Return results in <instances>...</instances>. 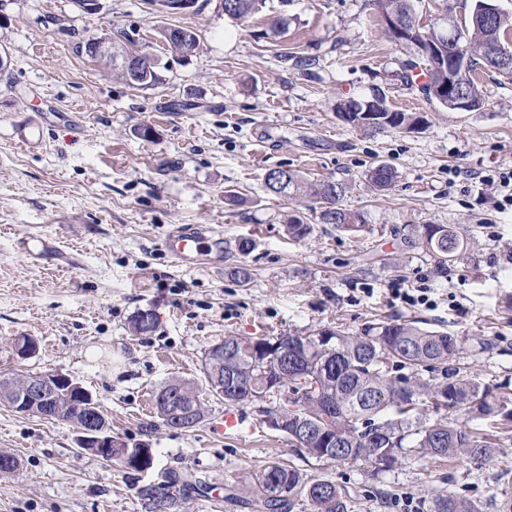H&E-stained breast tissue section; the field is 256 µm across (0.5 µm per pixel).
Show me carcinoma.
<instances>
[{
    "label": "carcinoma",
    "instance_id": "carcinoma-1",
    "mask_svg": "<svg viewBox=\"0 0 512 512\" xmlns=\"http://www.w3.org/2000/svg\"><path fill=\"white\" fill-rule=\"evenodd\" d=\"M233 7L225 15L234 20L246 19L262 11L265 0H231ZM470 35V48L474 58L470 71L487 68L480 57L481 45L491 35H498L507 43L506 34L512 29V16L501 14L494 26L488 28L469 21L465 25ZM160 38L172 55L188 59L197 53L199 35L188 27L170 26L159 31ZM124 33L104 36L102 40L122 44L136 51L138 76L131 78L117 65L112 74L132 88L144 89L163 82L160 59L128 39ZM427 81L416 85L417 75H401L407 88L418 87L425 97L435 100L434 84L448 80L445 74L426 72ZM369 99L378 103L370 122L364 129L373 132L385 130H413L421 124L423 116L415 112H403L387 105L386 94L380 88L371 91ZM368 181L379 190L388 189L396 175L387 164L372 167ZM347 193L343 182L334 180H308L296 170H288V188L284 197H305L324 204L319 212L322 224H334L336 228L351 233L362 231L361 216L340 207L339 202ZM288 236L302 241L312 233L310 224L298 216L288 218ZM423 252L431 257L437 269L448 267L463 259L466 246L459 235L442 224H422L412 228ZM131 331L135 335L151 333L156 328V318L148 311L131 318ZM326 343L318 342L314 334H284L242 338L224 337V346H232L235 352L219 358L208 349L202 364L205 382L210 391L221 396L216 378L236 376L241 380V392L235 400H224L228 405L251 402L258 405L262 417L280 414L295 421L307 418L309 401L321 394L336 402L335 411L327 421L336 437V454L331 461L343 465L368 464L373 456L385 450L396 464L416 448L424 455L448 457L462 462L483 463L490 460L499 445L494 426L479 429L469 422L491 418L498 413L496 403L489 398V391L473 378L460 374V369L448 363L461 352L460 341L449 332L421 328L416 322L379 323L370 325L353 336L343 329H325ZM278 345L288 349L299 365L303 380H286L277 390L264 389L270 362L267 348ZM408 368L410 376H396L394 372ZM23 378L0 376V401L11 403L19 396ZM181 392L184 403L198 409L194 425H199L207 414L204 399L191 383L174 380L161 387L155 396L158 417L171 426L169 410L160 401L169 388ZM434 398L451 410L466 416V422L450 417L427 422L421 418L420 405ZM53 419L76 424L83 420L79 400L74 394H57L49 406ZM106 459L119 462L135 472H145L153 466L152 449L141 444L133 448L120 444L112 449ZM278 478L285 491L276 493L271 486L270 475ZM202 484L190 473H172L162 484L141 489L148 512H156L157 500L170 509L179 496ZM252 486L263 500L267 512H293L298 505L310 507L311 512H349L348 504L340 489L328 479L309 476L293 466L272 462L251 480ZM427 512H482L475 501L454 495L440 496L427 507Z\"/></svg>",
    "mask_w": 512,
    "mask_h": 512
}]
</instances>
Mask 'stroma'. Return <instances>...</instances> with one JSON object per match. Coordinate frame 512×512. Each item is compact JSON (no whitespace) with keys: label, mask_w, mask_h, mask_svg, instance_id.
Instances as JSON below:
<instances>
[{"label":"stroma","mask_w":512,"mask_h":512,"mask_svg":"<svg viewBox=\"0 0 512 512\" xmlns=\"http://www.w3.org/2000/svg\"><path fill=\"white\" fill-rule=\"evenodd\" d=\"M373 0H267L234 21L217 0L159 14L148 0H100L89 15L77 0H0V373L59 372L99 402L112 435L148 444L154 466L127 472L78 451L72 423L21 415L0 403V452L18 461L0 473V512H145L140 490L184 470L206 488L173 512H265L249 478L280 461L331 480L349 512H416L437 496L460 494L497 512L512 496V209L482 200L474 174L512 170V82L484 71L486 104L451 112L404 87L397 75L411 49L374 23ZM284 18L285 35L270 20ZM196 30L200 48L172 57L162 27ZM122 31L166 68L149 89L128 87L85 55L83 44ZM382 88L388 103L424 116L422 132L371 133L336 116V105ZM44 117L43 143L21 148L12 118ZM150 126V138L139 129ZM391 166V190H374V161ZM299 171L346 183L343 207L360 214L352 236L320 223L307 201L267 194L266 173ZM243 198L227 201V190ZM298 215L311 235L289 240ZM203 224L224 236L219 261L179 265L165 247L176 225ZM418 224H445L467 252L448 274L408 237ZM47 235L57 251L33 261L16 233ZM250 240L249 252L238 241ZM248 268L240 285L234 267ZM422 288L428 304L393 298ZM148 310L157 328L136 336L131 318ZM417 320L458 336L455 364L486 387L506 431L480 465L422 457L370 476L367 468L298 453L260 422L257 405H235L234 436L211 424L227 407L202 373L205 350L225 336L351 334L380 322ZM39 343L17 358L14 338ZM194 382L205 420L190 431L162 424L154 395L169 381ZM235 500H226L227 490Z\"/></svg>","instance_id":"obj_1"}]
</instances>
